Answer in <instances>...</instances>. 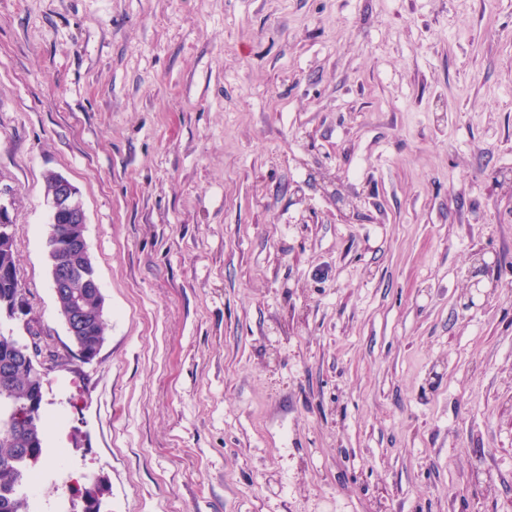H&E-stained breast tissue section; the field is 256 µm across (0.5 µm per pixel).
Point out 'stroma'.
<instances>
[{"label": "stroma", "instance_id": "1", "mask_svg": "<svg viewBox=\"0 0 512 512\" xmlns=\"http://www.w3.org/2000/svg\"><path fill=\"white\" fill-rule=\"evenodd\" d=\"M509 168L512 0H0V189L55 355L39 512L99 477L101 512H512ZM49 207L50 226L56 224L49 233V244L47 239V258L50 265L56 259L50 251V246H54L53 239H65L76 231L81 232L82 228L78 224H87V219L76 187L62 175L56 178ZM61 249H70L66 253L62 255L64 261L75 271L78 275V277H81V271L85 269V267H89L95 272L94 267L88 266L86 263V257L84 252H86L88 245L86 236H81L78 238H71L66 241L64 245L60 246ZM71 249L74 250H81L80 251H71ZM84 283L86 291L79 302L71 294L63 292L59 299L56 298V304L62 319L71 307L79 305L84 321L82 322L79 312L74 308L65 319L66 331L73 344H77V337L80 336L78 344L86 353L92 354L104 342V299L101 293L95 295L90 291L97 287V278L88 277ZM83 323L87 330L81 336Z\"/></svg>", "mask_w": 512, "mask_h": 512}]
</instances>
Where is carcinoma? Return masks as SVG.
<instances>
[{"mask_svg": "<svg viewBox=\"0 0 512 512\" xmlns=\"http://www.w3.org/2000/svg\"><path fill=\"white\" fill-rule=\"evenodd\" d=\"M22 282L18 276L13 247L0 249V308L16 301ZM60 316L80 307L86 332L78 344L94 353L104 342V299L85 291L77 301L70 294L56 300ZM0 364L12 371V383L0 389V512H33L26 492L36 468L44 462L45 414L35 399L43 394V377L28 356V342L0 331ZM109 491L98 478L83 494L82 512H100L101 500Z\"/></svg>", "mask_w": 512, "mask_h": 512, "instance_id": "carcinoma-1", "label": "carcinoma"}]
</instances>
